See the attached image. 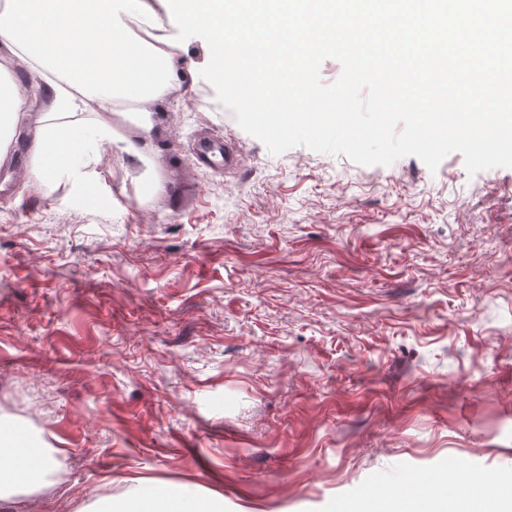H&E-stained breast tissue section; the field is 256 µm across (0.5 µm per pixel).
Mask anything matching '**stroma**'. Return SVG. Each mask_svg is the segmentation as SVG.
<instances>
[{
    "label": "stroma",
    "instance_id": "1",
    "mask_svg": "<svg viewBox=\"0 0 512 512\" xmlns=\"http://www.w3.org/2000/svg\"><path fill=\"white\" fill-rule=\"evenodd\" d=\"M175 52L151 162L106 150L88 198L28 183L23 144L0 166V425L69 468L0 512L138 485L356 512L452 467L512 492V168L273 155L206 42Z\"/></svg>",
    "mask_w": 512,
    "mask_h": 512
}]
</instances>
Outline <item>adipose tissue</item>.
Segmentation results:
<instances>
[{
    "label": "adipose tissue",
    "instance_id": "1",
    "mask_svg": "<svg viewBox=\"0 0 512 512\" xmlns=\"http://www.w3.org/2000/svg\"><path fill=\"white\" fill-rule=\"evenodd\" d=\"M225 0H0V51L25 61L42 79L35 88L41 116L24 134L20 115L29 99L0 65V163L9 146L27 144V179L71 182L81 195L97 184L100 149L118 144L135 161L151 154L153 120L147 107L162 98L177 62L170 47L184 27L215 30ZM94 102L100 121L81 115ZM136 123L138 139L117 137L113 115ZM60 451L17 444L0 428V500L49 488Z\"/></svg>",
    "mask_w": 512,
    "mask_h": 512
}]
</instances>
